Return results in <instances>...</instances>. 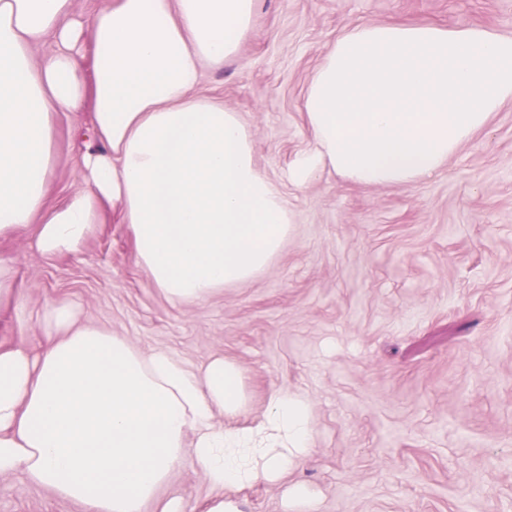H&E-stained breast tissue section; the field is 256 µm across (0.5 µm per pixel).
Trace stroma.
<instances>
[{"instance_id":"35a3bbf8","label":"stroma","mask_w":512,"mask_h":512,"mask_svg":"<svg viewBox=\"0 0 512 512\" xmlns=\"http://www.w3.org/2000/svg\"><path fill=\"white\" fill-rule=\"evenodd\" d=\"M421 20L512 35V0H258L236 57L206 68L202 95L250 127L259 167L293 218L286 246L252 281L179 304L135 260L130 225L112 216L79 251L47 256L27 226L0 238L21 303L0 304V343L38 352L45 308L69 301L81 323L161 349L190 368L216 357L244 370L236 426L273 394L309 397L311 447L282 481L225 490L240 512H512V103L412 189L322 173L287 179L313 144L302 103L315 69L349 28ZM47 201L83 185L96 135L61 112ZM208 512L192 464L143 512L170 498ZM0 512H87L22 475L0 476Z\"/></svg>"}]
</instances>
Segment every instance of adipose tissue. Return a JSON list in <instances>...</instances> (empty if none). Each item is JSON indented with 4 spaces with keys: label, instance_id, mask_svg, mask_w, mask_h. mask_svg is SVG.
Instances as JSON below:
<instances>
[{
    "label": "adipose tissue",
    "instance_id": "obj_1",
    "mask_svg": "<svg viewBox=\"0 0 512 512\" xmlns=\"http://www.w3.org/2000/svg\"><path fill=\"white\" fill-rule=\"evenodd\" d=\"M256 5L102 0L86 17L74 0H0V237L32 224L40 251L70 253L117 211L137 263L178 303L268 268L288 239V206L238 113L199 93L204 68L236 56ZM508 102L512 35L355 26L307 87L314 143L290 179L302 187L327 169L414 187ZM59 112L89 113L100 143L82 155L84 188L50 206ZM43 327L39 355L0 347V476L22 474L88 512H142L185 462L221 491L279 481L310 450L300 395L275 394L254 426L224 427L245 401L236 363L189 368L79 325L64 300Z\"/></svg>",
    "mask_w": 512,
    "mask_h": 512
}]
</instances>
